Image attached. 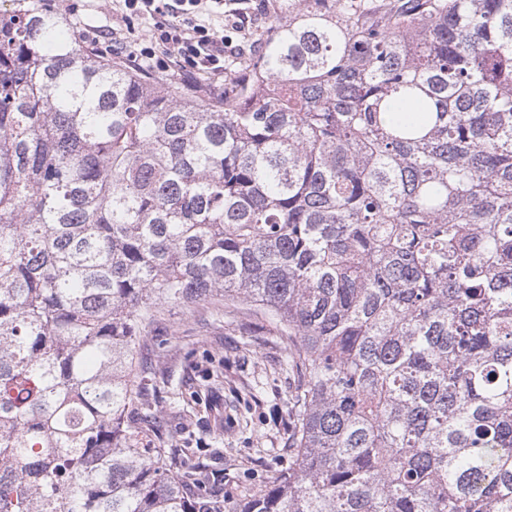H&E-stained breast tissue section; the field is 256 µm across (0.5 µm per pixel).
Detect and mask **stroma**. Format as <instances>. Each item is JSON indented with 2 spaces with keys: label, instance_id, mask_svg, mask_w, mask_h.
<instances>
[{
  "label": "stroma",
  "instance_id": "1",
  "mask_svg": "<svg viewBox=\"0 0 512 512\" xmlns=\"http://www.w3.org/2000/svg\"><path fill=\"white\" fill-rule=\"evenodd\" d=\"M77 27L113 21L110 0H57ZM135 357L140 390L158 418L144 431L154 446L224 476L226 500L256 496L292 457L288 398L298 385L266 317L248 304L215 299L170 308Z\"/></svg>",
  "mask_w": 512,
  "mask_h": 512
}]
</instances>
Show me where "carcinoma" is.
<instances>
[{
	"instance_id": "obj_1",
	"label": "carcinoma",
	"mask_w": 512,
	"mask_h": 512,
	"mask_svg": "<svg viewBox=\"0 0 512 512\" xmlns=\"http://www.w3.org/2000/svg\"><path fill=\"white\" fill-rule=\"evenodd\" d=\"M262 311L288 467L218 502L134 350ZM512 512V0H288L224 98L0 13V512Z\"/></svg>"
}]
</instances>
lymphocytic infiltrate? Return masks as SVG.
I'll use <instances>...</instances> for the list:
<instances>
[{
    "instance_id": "f902f5d3",
    "label": "lymphocytic infiltrate",
    "mask_w": 512,
    "mask_h": 512,
    "mask_svg": "<svg viewBox=\"0 0 512 512\" xmlns=\"http://www.w3.org/2000/svg\"><path fill=\"white\" fill-rule=\"evenodd\" d=\"M122 17L150 16L155 20L145 37L131 40L111 27L83 29L81 36L91 44L107 43L113 54L136 69L188 79L204 75L216 80L224 75V60L244 59L256 43L249 28L247 9L227 14L230 36L215 34L196 15L202 0H120Z\"/></svg>"
}]
</instances>
